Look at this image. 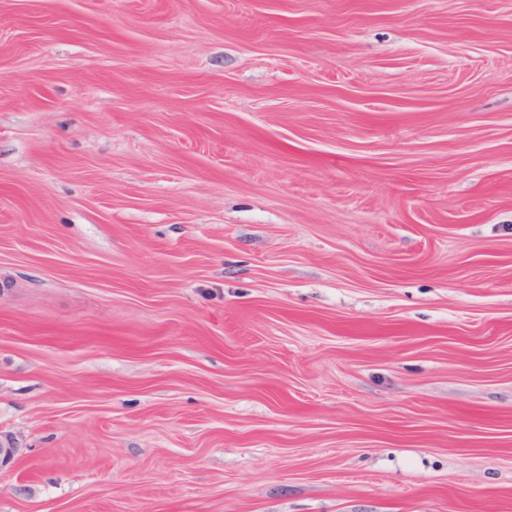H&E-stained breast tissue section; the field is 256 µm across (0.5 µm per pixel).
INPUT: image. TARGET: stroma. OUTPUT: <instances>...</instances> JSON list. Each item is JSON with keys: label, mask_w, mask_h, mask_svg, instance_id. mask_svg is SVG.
Returning a JSON list of instances; mask_svg holds the SVG:
<instances>
[{"label": "stroma", "mask_w": 512, "mask_h": 512, "mask_svg": "<svg viewBox=\"0 0 512 512\" xmlns=\"http://www.w3.org/2000/svg\"><path fill=\"white\" fill-rule=\"evenodd\" d=\"M0 512H512V0H0Z\"/></svg>", "instance_id": "1"}]
</instances>
